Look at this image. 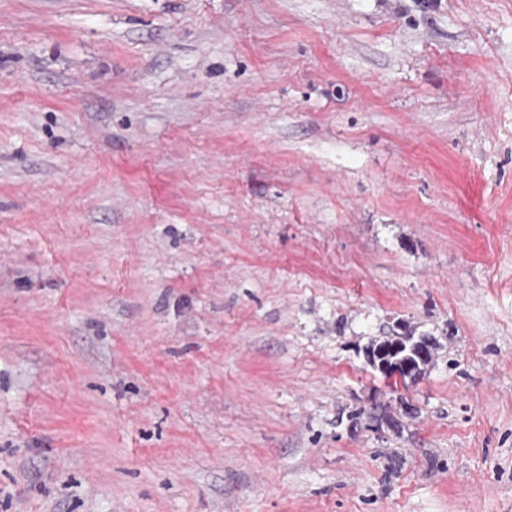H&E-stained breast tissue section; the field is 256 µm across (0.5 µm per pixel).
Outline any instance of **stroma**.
Wrapping results in <instances>:
<instances>
[{"mask_svg":"<svg viewBox=\"0 0 512 512\" xmlns=\"http://www.w3.org/2000/svg\"><path fill=\"white\" fill-rule=\"evenodd\" d=\"M0 512H512V0H0ZM408 351V354L400 356ZM366 357L372 362L381 361L382 366L397 378L413 381L432 362L435 343L426 336H395L390 345L367 346Z\"/></svg>","mask_w":512,"mask_h":512,"instance_id":"stroma-1","label":"stroma"}]
</instances>
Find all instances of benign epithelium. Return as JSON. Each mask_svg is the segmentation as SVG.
Here are the masks:
<instances>
[{
	"label": "benign epithelium",
	"instance_id": "obj_1",
	"mask_svg": "<svg viewBox=\"0 0 512 512\" xmlns=\"http://www.w3.org/2000/svg\"><path fill=\"white\" fill-rule=\"evenodd\" d=\"M435 343L426 336H397L389 345H371L366 349V357L380 361L397 378L417 379L423 369L432 362Z\"/></svg>",
	"mask_w": 512,
	"mask_h": 512
}]
</instances>
